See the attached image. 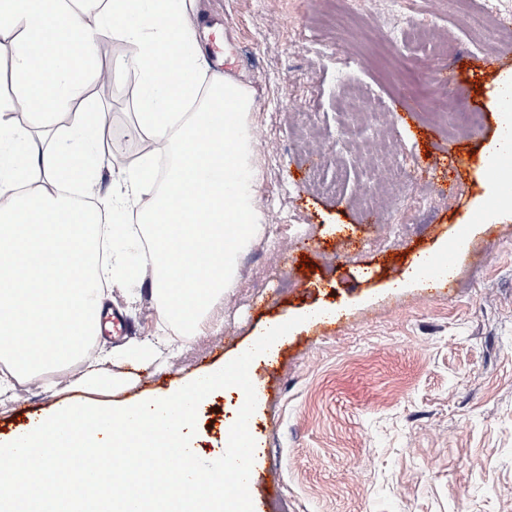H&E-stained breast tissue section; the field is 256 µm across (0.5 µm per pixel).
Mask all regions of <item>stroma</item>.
Segmentation results:
<instances>
[{
	"mask_svg": "<svg viewBox=\"0 0 512 512\" xmlns=\"http://www.w3.org/2000/svg\"><path fill=\"white\" fill-rule=\"evenodd\" d=\"M196 5L200 47L214 35L204 19L221 18L226 73L253 94L250 162L263 222L238 257L234 286L193 336L161 321L151 278L107 288L106 302L122 311L128 331L118 342L96 336V348L153 336L169 345L150 365H102L98 386L78 384L73 363L29 380L28 393L0 398V437L68 405L114 406L176 391L252 346L266 324L297 317L273 354L252 365L255 512H512V205L500 192L512 181V163L494 178L484 164L512 51L462 0ZM381 11L447 34L448 63L466 99L448 109L481 113L475 134L452 137L428 121L444 90L427 56L387 39ZM487 55L502 62L485 77L479 66ZM126 59L118 44L99 53L87 88V108L105 125L107 186L113 173L137 166L148 139L137 127L139 76ZM350 97L386 116L397 105L415 108L412 124L390 126L397 153L412 158L415 171L433 134L470 155L469 167L382 195L373 222L362 223V192L386 160L362 158L344 138L348 127L368 140L376 135L369 115L345 107ZM473 208L484 209V223L455 241L456 224ZM292 224L301 225L304 248L289 242ZM394 224L426 230L398 240ZM454 243L464 259L449 285L411 277L426 252ZM235 410L220 391L201 406L199 458L223 454Z\"/></svg>",
	"mask_w": 512,
	"mask_h": 512,
	"instance_id": "1",
	"label": "stroma"
}]
</instances>
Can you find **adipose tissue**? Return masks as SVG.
<instances>
[{"instance_id": "ef3b65f1", "label": "adipose tissue", "mask_w": 512, "mask_h": 512, "mask_svg": "<svg viewBox=\"0 0 512 512\" xmlns=\"http://www.w3.org/2000/svg\"><path fill=\"white\" fill-rule=\"evenodd\" d=\"M193 0H108L95 22L66 0H0V30L21 39L12 60L21 106L38 122L82 100L102 37L133 45L137 121L152 149L111 195L99 115L73 112L53 147L0 113V394L73 360L83 381L113 360L149 362L158 345L87 356L102 282L125 288L150 273L158 314L195 334L234 285L237 255L262 221L249 158L252 93L209 75L190 19ZM172 156L162 191L153 159Z\"/></svg>"}]
</instances>
